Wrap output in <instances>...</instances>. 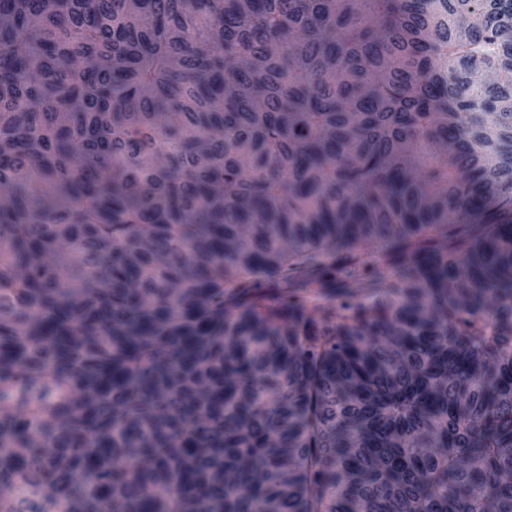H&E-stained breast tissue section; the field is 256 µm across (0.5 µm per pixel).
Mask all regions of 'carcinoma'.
I'll return each mask as SVG.
<instances>
[{
  "label": "carcinoma",
  "mask_w": 512,
  "mask_h": 512,
  "mask_svg": "<svg viewBox=\"0 0 512 512\" xmlns=\"http://www.w3.org/2000/svg\"><path fill=\"white\" fill-rule=\"evenodd\" d=\"M0 195V512H512V0H0Z\"/></svg>",
  "instance_id": "obj_1"
}]
</instances>
